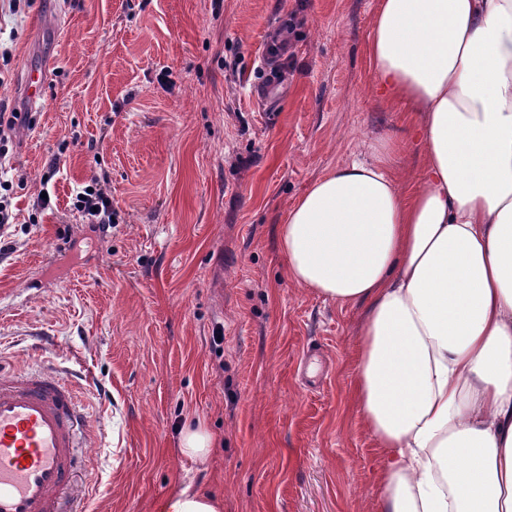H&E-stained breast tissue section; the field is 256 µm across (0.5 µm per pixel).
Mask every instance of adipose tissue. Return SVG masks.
I'll list each match as a JSON object with an SVG mask.
<instances>
[{
    "label": "adipose tissue",
    "mask_w": 512,
    "mask_h": 512,
    "mask_svg": "<svg viewBox=\"0 0 512 512\" xmlns=\"http://www.w3.org/2000/svg\"><path fill=\"white\" fill-rule=\"evenodd\" d=\"M368 53L424 164L399 184L389 138L316 178L279 227L288 275L366 307L379 512H512V0H380Z\"/></svg>",
    "instance_id": "ef3b65f1"
}]
</instances>
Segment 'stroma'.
I'll use <instances>...</instances> for the list:
<instances>
[{
  "label": "stroma",
  "instance_id": "1",
  "mask_svg": "<svg viewBox=\"0 0 512 512\" xmlns=\"http://www.w3.org/2000/svg\"><path fill=\"white\" fill-rule=\"evenodd\" d=\"M378 3L34 0L0 20V104L37 114L9 154L27 183L0 233V368L86 375L89 512H159L184 489L223 512H379L384 455L352 395L365 309L296 284L278 243L317 177L398 130L403 104L370 91ZM284 28L271 105L252 88ZM100 168L104 237L71 199ZM196 421L204 461L179 450Z\"/></svg>",
  "mask_w": 512,
  "mask_h": 512
}]
</instances>
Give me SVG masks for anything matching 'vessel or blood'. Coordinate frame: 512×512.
<instances>
[{"label": "vessel or blood", "mask_w": 512, "mask_h": 512, "mask_svg": "<svg viewBox=\"0 0 512 512\" xmlns=\"http://www.w3.org/2000/svg\"><path fill=\"white\" fill-rule=\"evenodd\" d=\"M85 408L56 369L0 377V512H87L68 498L87 445Z\"/></svg>", "instance_id": "b4317fda"}]
</instances>
